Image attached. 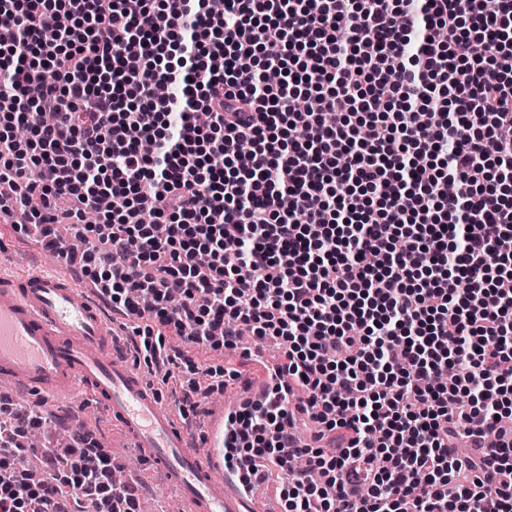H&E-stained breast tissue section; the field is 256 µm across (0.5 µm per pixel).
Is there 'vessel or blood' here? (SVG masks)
<instances>
[{
    "label": "vessel or blood",
    "mask_w": 512,
    "mask_h": 512,
    "mask_svg": "<svg viewBox=\"0 0 512 512\" xmlns=\"http://www.w3.org/2000/svg\"><path fill=\"white\" fill-rule=\"evenodd\" d=\"M13 260L12 250L0 248V388L43 399L87 392L187 512H265L235 469L227 408L215 409L203 429L177 421L112 349L126 315L106 316L97 298L68 277L38 268L5 275Z\"/></svg>",
    "instance_id": "vessel-or-blood-1"
}]
</instances>
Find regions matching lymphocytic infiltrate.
<instances>
[{
    "instance_id": "1",
    "label": "lymphocytic infiltrate",
    "mask_w": 512,
    "mask_h": 512,
    "mask_svg": "<svg viewBox=\"0 0 512 512\" xmlns=\"http://www.w3.org/2000/svg\"><path fill=\"white\" fill-rule=\"evenodd\" d=\"M0 121V212L62 258L60 226L90 238L146 364L281 347L298 402L235 440L286 512H512V0H0ZM0 413V512H136L85 436L29 479L43 416Z\"/></svg>"
}]
</instances>
